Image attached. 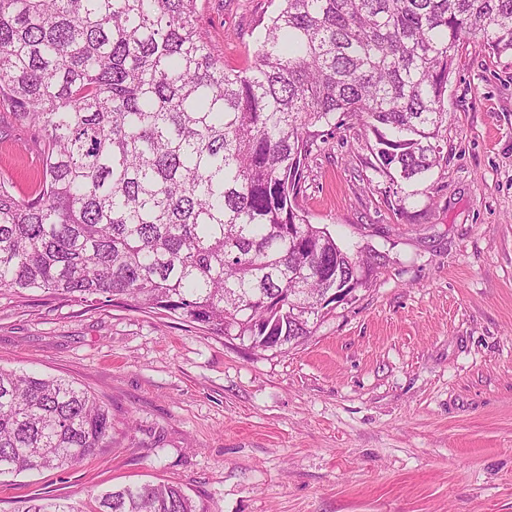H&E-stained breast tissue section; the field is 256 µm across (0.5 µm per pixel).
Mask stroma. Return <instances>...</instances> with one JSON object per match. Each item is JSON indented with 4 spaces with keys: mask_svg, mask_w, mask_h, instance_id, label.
Returning <instances> with one entry per match:
<instances>
[{
    "mask_svg": "<svg viewBox=\"0 0 512 512\" xmlns=\"http://www.w3.org/2000/svg\"><path fill=\"white\" fill-rule=\"evenodd\" d=\"M280 0H197L225 68L255 62ZM441 165L390 193L373 133L318 137L302 204L386 255L305 344L251 350L169 314L0 295V366L61 376L112 409V445L0 483V512L51 495L181 485L208 512H512V59L473 40L445 94ZM41 169L0 122V174Z\"/></svg>",
    "mask_w": 512,
    "mask_h": 512,
    "instance_id": "1",
    "label": "stroma"
}]
</instances>
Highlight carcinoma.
Masks as SVG:
<instances>
[{"label":"carcinoma","mask_w":512,"mask_h":512,"mask_svg":"<svg viewBox=\"0 0 512 512\" xmlns=\"http://www.w3.org/2000/svg\"><path fill=\"white\" fill-rule=\"evenodd\" d=\"M255 65L228 70L196 0H0V109L37 135L41 176L0 178V290L165 311L258 350L302 343L336 275L385 256L336 243L300 203L320 131L354 120L374 171L438 167L466 39L512 58V0H281ZM112 444L75 382L0 368V478L65 470ZM23 512H84L33 497ZM89 512H207L174 483L129 484Z\"/></svg>","instance_id":"obj_1"}]
</instances>
